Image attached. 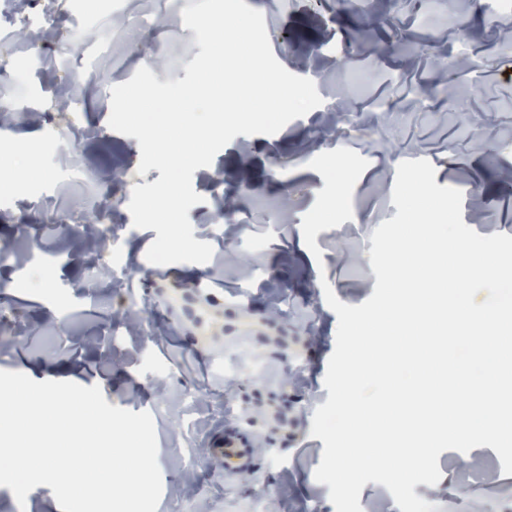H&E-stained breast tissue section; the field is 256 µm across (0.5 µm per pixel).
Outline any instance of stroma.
<instances>
[{
    "instance_id": "obj_1",
    "label": "stroma",
    "mask_w": 512,
    "mask_h": 512,
    "mask_svg": "<svg viewBox=\"0 0 512 512\" xmlns=\"http://www.w3.org/2000/svg\"><path fill=\"white\" fill-rule=\"evenodd\" d=\"M112 2L47 0L78 18L62 35L75 47L64 68L82 100L80 122L51 124L38 112L57 98L55 70L28 62L20 86L0 85L32 111L0 123V154L28 135L49 148L27 160L32 175L24 185L0 191V248L17 247L30 260L0 265V370L97 385L108 404L151 413L162 479L157 512H335L329 486L315 479L324 443L310 435L313 414L329 396L324 379L338 328L323 288L352 306L373 294L371 236L397 213L399 164L428 160L437 185L462 192L465 225L482 236H512V52L494 0H475L465 18L449 0H245L275 15V58L311 79L322 103L276 134L236 136L194 172L204 201L188 217L194 239L213 248L200 268L149 263L156 231L134 228L128 208H113L106 192L117 180L131 187L160 177L154 168L138 174V140L109 127L111 95L84 67L83 53L112 27ZM192 2L130 4L168 21L170 40L158 52L165 63L153 70L159 82L184 78L200 51L183 25ZM452 35L469 45L471 66L438 82L434 73L450 61ZM381 99L389 103L382 115ZM338 148L368 166L352 194V219L317 234V258L301 223L325 181L310 163ZM73 154L82 159L86 186L60 183ZM243 170L250 174L246 193L235 187ZM218 189L226 215L213 230L204 219ZM47 199L76 226L44 224ZM103 210L113 258L133 266L123 288L91 284L85 246L97 235L90 219ZM350 248L361 263L339 260ZM42 273L50 287H34ZM202 281L209 292L199 291ZM226 427L256 449L254 467L233 476L215 470L206 454L210 436ZM471 454L481 467L467 476L456 467L458 451H443L441 480L417 484L415 494L447 512L460 480L478 482L488 466L495 472L484 491L488 506L512 500V475H504L496 451L480 446Z\"/></svg>"
}]
</instances>
